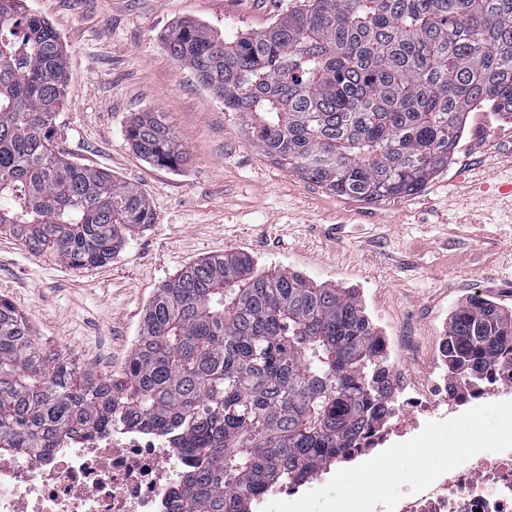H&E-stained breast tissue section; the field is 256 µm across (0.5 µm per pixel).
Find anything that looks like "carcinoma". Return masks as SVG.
Here are the masks:
<instances>
[{
  "label": "carcinoma",
  "instance_id": "obj_1",
  "mask_svg": "<svg viewBox=\"0 0 512 512\" xmlns=\"http://www.w3.org/2000/svg\"><path fill=\"white\" fill-rule=\"evenodd\" d=\"M171 57L241 117L280 166L356 201L418 192L448 168L468 114L512 120V0H302L267 30L224 38L199 22L164 36ZM68 52L27 0H0V232L75 269L109 263L156 223L140 189L72 162L54 140ZM126 136L177 170L161 112ZM441 354L454 387L512 370V308L473 299ZM378 333L352 288L262 270L227 251L187 264L146 307L120 375L43 347L0 298V449L57 448L80 432L139 427L191 459V512H250L278 483L346 457L391 404Z\"/></svg>",
  "mask_w": 512,
  "mask_h": 512
}]
</instances>
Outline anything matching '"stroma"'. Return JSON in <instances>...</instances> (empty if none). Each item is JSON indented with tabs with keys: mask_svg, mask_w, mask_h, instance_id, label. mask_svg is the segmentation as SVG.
I'll list each match as a JSON object with an SVG mask.
<instances>
[{
	"mask_svg": "<svg viewBox=\"0 0 512 512\" xmlns=\"http://www.w3.org/2000/svg\"><path fill=\"white\" fill-rule=\"evenodd\" d=\"M298 3L29 0L69 53L58 148L137 186L156 216L112 263L84 270L0 235V296L31 317L45 348L121 373L156 289L224 251L355 289L381 335L409 342L404 364L417 376L461 304L512 308V121L470 113L447 169L422 190L356 201L273 164L163 42L184 21L259 32ZM148 111L165 113L184 143L180 169L152 165L128 142L131 113Z\"/></svg>",
	"mask_w": 512,
	"mask_h": 512,
	"instance_id": "obj_1",
	"label": "stroma"
}]
</instances>
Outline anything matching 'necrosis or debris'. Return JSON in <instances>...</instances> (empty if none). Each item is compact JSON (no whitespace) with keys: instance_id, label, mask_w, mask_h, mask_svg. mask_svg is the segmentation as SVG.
Returning <instances> with one entry per match:
<instances>
[{"instance_id":"obj_1","label":"necrosis or debris","mask_w":512,"mask_h":512,"mask_svg":"<svg viewBox=\"0 0 512 512\" xmlns=\"http://www.w3.org/2000/svg\"><path fill=\"white\" fill-rule=\"evenodd\" d=\"M489 372L490 382L454 394L444 374L397 377L390 418L365 428L348 464L375 457L391 438L413 437L431 417L512 397V372L496 364ZM184 469L159 437L134 427L0 453V512H186L185 500L172 497ZM375 512H512V450L478 453Z\"/></svg>"}]
</instances>
